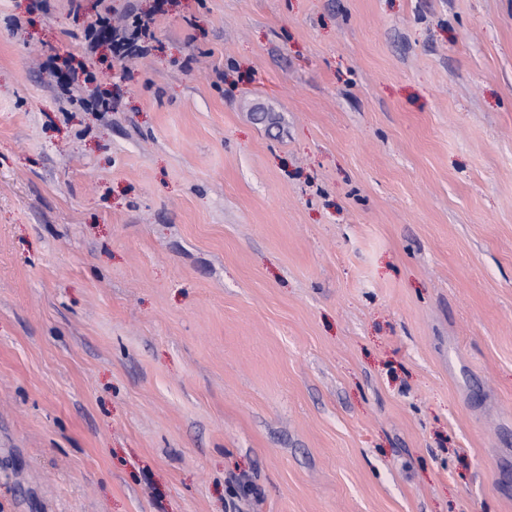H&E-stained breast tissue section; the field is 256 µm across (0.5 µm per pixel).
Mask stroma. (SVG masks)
<instances>
[{
    "label": "stroma",
    "instance_id": "1",
    "mask_svg": "<svg viewBox=\"0 0 512 512\" xmlns=\"http://www.w3.org/2000/svg\"><path fill=\"white\" fill-rule=\"evenodd\" d=\"M0 512H512V0H0ZM152 22L150 18L143 20L136 17L132 23V29L118 30L112 29L108 19H102L101 28L88 36L89 46L91 50H95L100 44V36L105 34L112 42L113 55L118 61L123 62L127 58L147 51L148 45H144V39L152 36Z\"/></svg>",
    "mask_w": 512,
    "mask_h": 512
}]
</instances>
